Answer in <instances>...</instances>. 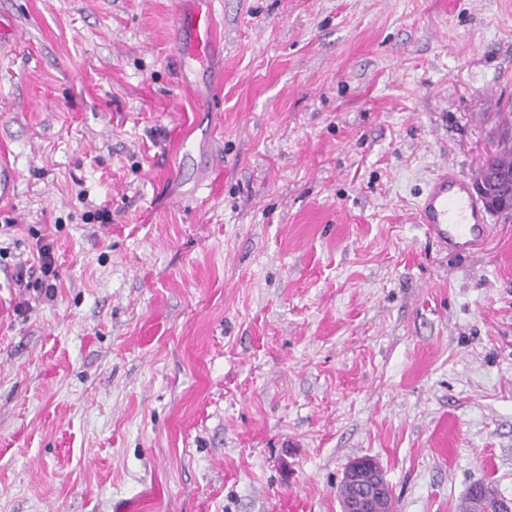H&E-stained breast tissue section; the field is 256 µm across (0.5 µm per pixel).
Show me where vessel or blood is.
Segmentation results:
<instances>
[{
  "label": "vessel or blood",
  "mask_w": 512,
  "mask_h": 512,
  "mask_svg": "<svg viewBox=\"0 0 512 512\" xmlns=\"http://www.w3.org/2000/svg\"><path fill=\"white\" fill-rule=\"evenodd\" d=\"M198 6L178 23V33L187 45L186 60L200 69L210 67L212 53L213 0H197ZM430 238L442 250L458 255L480 249L488 237L485 204L470 181L444 170L433 178L418 210Z\"/></svg>",
  "instance_id": "vessel-or-blood-1"
}]
</instances>
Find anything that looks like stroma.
Masks as SVG:
<instances>
[{"instance_id": "1", "label": "stroma", "mask_w": 512, "mask_h": 512, "mask_svg": "<svg viewBox=\"0 0 512 512\" xmlns=\"http://www.w3.org/2000/svg\"><path fill=\"white\" fill-rule=\"evenodd\" d=\"M0 0V512H395L512 498V220L416 209L512 144V0ZM110 214L97 219L98 211ZM28 310H20V302ZM197 1L198 7L185 15L178 23V35L188 45L184 60L195 63L200 69L208 70L212 53V28L214 14L212 0ZM18 180V173L4 155L0 159V201L11 199ZM417 218L425 224L430 238L451 255L474 252L488 237L482 198L469 180L448 169L433 178L418 207ZM53 245V239H46L45 236L38 238L35 244L40 276L35 277L37 268L28 264L27 260L14 265L12 278L17 288L25 291H29L30 288L40 289V294H44L45 298H54L56 285L49 283L50 278L54 280L57 277ZM346 485L351 487V494L345 493ZM389 486L382 475L375 469L367 458L353 461L345 471L341 490L342 512H378L380 499H384L386 512L393 511L392 496H389ZM389 496V497H387ZM387 497V498H386ZM500 498L489 483L477 482L468 489L461 512H497Z\"/></svg>"}]
</instances>
